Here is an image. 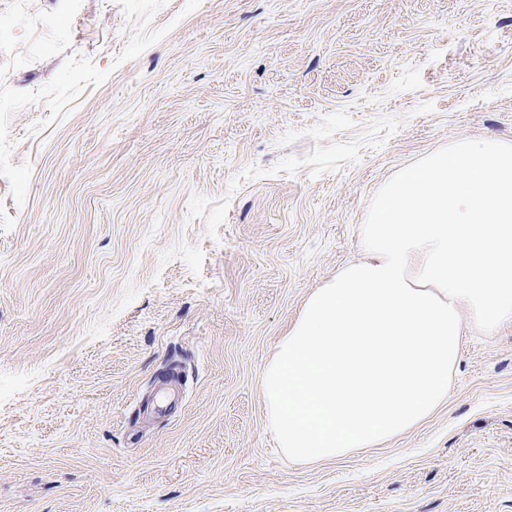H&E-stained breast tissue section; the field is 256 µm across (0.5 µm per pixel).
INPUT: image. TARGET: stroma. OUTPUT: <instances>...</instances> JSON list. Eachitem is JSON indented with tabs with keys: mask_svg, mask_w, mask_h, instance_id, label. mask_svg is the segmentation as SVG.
I'll use <instances>...</instances> for the list:
<instances>
[{
	"mask_svg": "<svg viewBox=\"0 0 512 512\" xmlns=\"http://www.w3.org/2000/svg\"><path fill=\"white\" fill-rule=\"evenodd\" d=\"M166 0L168 35L82 0L67 54L111 70L69 116L9 120L0 178V512H512V326L469 331L413 431L313 466L261 369L311 288L358 259L399 169L512 142V0Z\"/></svg>",
	"mask_w": 512,
	"mask_h": 512,
	"instance_id": "1",
	"label": "stroma"
}]
</instances>
